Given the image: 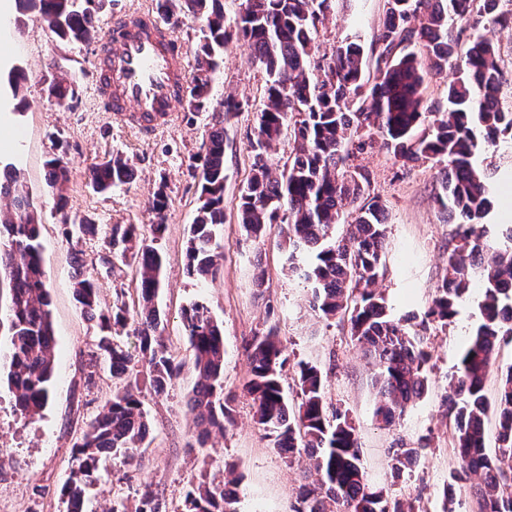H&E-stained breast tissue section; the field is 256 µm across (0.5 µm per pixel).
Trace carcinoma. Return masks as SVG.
Here are the masks:
<instances>
[{"mask_svg":"<svg viewBox=\"0 0 512 512\" xmlns=\"http://www.w3.org/2000/svg\"><path fill=\"white\" fill-rule=\"evenodd\" d=\"M81 0H19L39 6L61 41L82 42L94 32V14ZM334 0H240L226 16L224 0H157L167 22L193 20L201 39L196 72L185 96L195 111L211 108V89L221 72L224 49L244 41L266 75L264 103L257 113L251 175L239 189L237 215L244 230L260 235L267 224H280L288 269L311 286L310 305L326 318L350 313L354 341L376 367L375 417L393 424L428 391L429 353L422 331L445 325L457 303L473 287L482 289L481 322L464 347L453 386L444 406L455 433L457 473L473 476L477 512H512V366L498 374L495 401L498 447L485 448L489 401L487 381L499 344L512 337V225H505L503 244L493 246L478 230L490 211L487 171L476 163L481 145L512 136V105L501 102L498 50L488 39L469 41L458 55L460 36L448 31V18H467L474 0H385V18L375 41L373 80L363 78L362 46L348 41L332 54L319 52L318 25L333 10ZM456 77L448 83L447 107L425 97L429 76L440 75L452 59ZM49 97L67 109L75 90L54 80ZM213 109V108H211ZM244 105L233 96L213 109L205 154L188 164L200 172L201 197L190 225L187 271L207 280L215 276L223 254L215 229L224 224V124ZM428 129L419 131L422 124ZM292 149L283 166L270 163L285 136ZM401 166L419 161L445 163L435 202L458 225L459 243L448 255V268L422 316L396 317L375 289L385 262L387 227L384 208L365 198L369 175L349 164L374 136ZM48 181L62 189L70 169L61 156L47 161ZM133 171L115 156L88 169L98 193L131 180ZM8 201L0 217V278L11 288V350L8 383L16 392L21 416L34 420L51 394L56 340L51 322L42 261L37 211L18 171L0 173V199ZM168 199L159 187L149 200L154 216L148 227L114 224L106 246L124 258L137 242L138 306L100 307L95 276L82 271L73 278L81 312L108 335L100 337L89 359L109 363L112 376L125 378L122 390L82 430L71 450V473L63 488L67 512H86L85 489L107 453L134 462L148 436V422L138 391L145 369L153 392L168 391L182 364L163 342L157 305L162 287L163 257L155 241L165 229ZM346 225L336 235V227ZM99 225L87 219L67 224V239L93 238ZM192 350L197 383L190 399L205 445L212 430L232 422L224 398V327L201 304L182 312ZM135 338L134 348L117 334ZM250 375L243 391L254 403V417L273 447L287 461L306 458L316 479L299 487L291 512H407L402 501L373 487L361 463V446L348 412L327 405L321 370L298 363L301 403L293 409L282 386L288 362L276 326L252 336L247 346ZM421 449L402 445L388 449L392 472L415 465ZM136 512H165L163 503L145 490ZM182 512H240V499L227 484H200L187 492Z\"/></svg>","mask_w":512,"mask_h":512,"instance_id":"1","label":"carcinoma"}]
</instances>
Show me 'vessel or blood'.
<instances>
[{"instance_id":"1","label":"vessel or blood","mask_w":512,"mask_h":512,"mask_svg":"<svg viewBox=\"0 0 512 512\" xmlns=\"http://www.w3.org/2000/svg\"><path fill=\"white\" fill-rule=\"evenodd\" d=\"M94 79L104 112L146 135L172 119L187 90L181 45L144 10L113 18Z\"/></svg>"}]
</instances>
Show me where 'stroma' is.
<instances>
[{
  "label": "stroma",
  "mask_w": 512,
  "mask_h": 512,
  "mask_svg": "<svg viewBox=\"0 0 512 512\" xmlns=\"http://www.w3.org/2000/svg\"><path fill=\"white\" fill-rule=\"evenodd\" d=\"M155 0H103L95 13L96 32L86 42L56 40L47 20L35 10H13L10 27L0 32V112H8L16 148L0 154V163L21 169L33 196L41 224V245L51 319L57 342L51 397L36 421L15 409L7 382L9 365L2 354L10 345V287L0 279V512H64L61 489L71 470V448L85 424L96 416L123 384L108 365H100L94 384H86L89 353L99 329L87 320L73 296L72 276L78 267L92 272L103 308L137 302V260L127 256L113 271L102 264L108 250L103 238L66 239L64 224L81 216L109 230L115 224H149V196L164 187L169 198L166 229L157 242L165 264L158 305L164 320V340L184 366L169 391L161 396L143 391L141 399L151 433L140 465L122 458L102 460L95 480L86 488L90 512H109L113 498H122L134 512L144 488H151L167 512H181L185 494L199 483L235 479L242 512H289L299 487L310 481L306 461L287 463L272 447L254 419L251 398L242 390L249 375L245 342L258 329L277 326L288 363L283 386L292 405L301 402L298 362L317 365L324 378L328 405L346 410L356 428L361 459L372 483L393 498L413 504L417 512H474L468 485L452 484L456 467L454 429L444 415L443 400L460 355L481 321L479 289L459 302L447 324H431L425 332L430 354L429 390L395 424L386 426L373 415L376 394L371 386L374 367L354 342L346 316L324 318L308 303V290L283 267L278 225H268L263 237L246 234L237 219L235 198L250 175L251 144L256 138L262 107L263 71L252 63L244 42L224 51V69L214 83L211 99L226 95L246 101L243 112L224 126V202L226 219L217 230L224 247L223 270L216 280L202 281L186 268L189 226L201 205L199 180L189 172L191 158L204 154L212 126L211 112L176 107L174 123L155 134L108 121L95 99L93 56L113 18L127 11L154 8ZM384 20V0H335V9L318 29L323 51L360 38L366 51L365 76L375 73L371 51ZM480 34L498 46L502 72L501 99L512 105V25L481 23ZM22 68L27 76L19 94H12L8 73ZM74 84L69 110H60L45 92L48 75ZM63 156L70 167L64 194L47 183L46 162ZM113 156L125 158L133 170L129 183L107 193L86 182L87 169ZM370 175L369 196L388 215L387 269L377 283L394 315L423 312L430 303L458 241L457 227L438 208L434 196L441 166L418 162L400 167L380 144H372L353 161ZM267 271V283L253 285L256 265ZM206 306L224 326V395L231 401L233 421L226 431L198 446L199 428L189 406L196 381L181 311L191 304ZM418 448L419 462L392 475L387 450L396 445ZM453 498H446L448 485Z\"/></svg>",
  "instance_id": "obj_1"
}]
</instances>
